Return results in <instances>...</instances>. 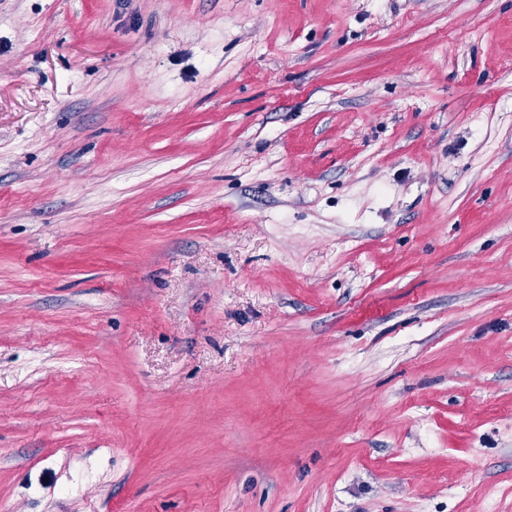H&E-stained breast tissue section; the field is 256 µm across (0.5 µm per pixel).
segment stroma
<instances>
[{"mask_svg":"<svg viewBox=\"0 0 512 512\" xmlns=\"http://www.w3.org/2000/svg\"><path fill=\"white\" fill-rule=\"evenodd\" d=\"M0 512H512V0H0Z\"/></svg>","mask_w":512,"mask_h":512,"instance_id":"35a3bbf8","label":"stroma"}]
</instances>
